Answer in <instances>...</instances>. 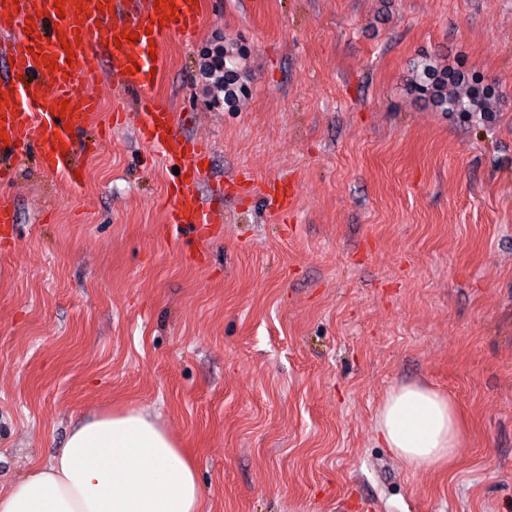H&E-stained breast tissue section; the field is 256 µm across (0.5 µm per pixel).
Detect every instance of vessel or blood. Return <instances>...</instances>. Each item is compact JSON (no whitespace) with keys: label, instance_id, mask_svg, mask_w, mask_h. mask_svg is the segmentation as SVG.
<instances>
[{"label":"vessel or blood","instance_id":"obj_1","mask_svg":"<svg viewBox=\"0 0 512 512\" xmlns=\"http://www.w3.org/2000/svg\"><path fill=\"white\" fill-rule=\"evenodd\" d=\"M176 12L166 24L155 22L154 0H0V182L14 173L13 161L35 151L47 175L80 172L85 135L98 103L83 86L101 77L134 95L140 139L159 150L179 177L169 200L170 221L207 235L216 215L199 202L197 192L208 170L206 147L183 131L170 99L157 95L150 41L195 31L202 0H174ZM135 32L134 42L114 44L121 32ZM56 67H48V58Z\"/></svg>","mask_w":512,"mask_h":512}]
</instances>
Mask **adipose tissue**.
<instances>
[{
	"mask_svg": "<svg viewBox=\"0 0 512 512\" xmlns=\"http://www.w3.org/2000/svg\"><path fill=\"white\" fill-rule=\"evenodd\" d=\"M375 433L419 470L452 463L463 435L450 397L422 385L392 389ZM195 466L147 410L104 411L71 429L63 449L0 492V512H201Z\"/></svg>",
	"mask_w": 512,
	"mask_h": 512,
	"instance_id": "adipose-tissue-1",
	"label": "adipose tissue"
}]
</instances>
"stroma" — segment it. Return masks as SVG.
<instances>
[{
	"mask_svg": "<svg viewBox=\"0 0 512 512\" xmlns=\"http://www.w3.org/2000/svg\"><path fill=\"white\" fill-rule=\"evenodd\" d=\"M245 48L238 110L194 76ZM157 89L211 147L208 239L168 223L175 175L132 97L85 85L102 135L81 187L24 162L0 194V492L74 423L146 408L192 455L202 512H512V0H205L157 47ZM427 57L482 76L491 120L407 89ZM294 187L287 213L238 173ZM464 428L443 468L383 448L388 391Z\"/></svg>",
	"mask_w": 512,
	"mask_h": 512,
	"instance_id": "35a3bbf8",
	"label": "stroma"
}]
</instances>
